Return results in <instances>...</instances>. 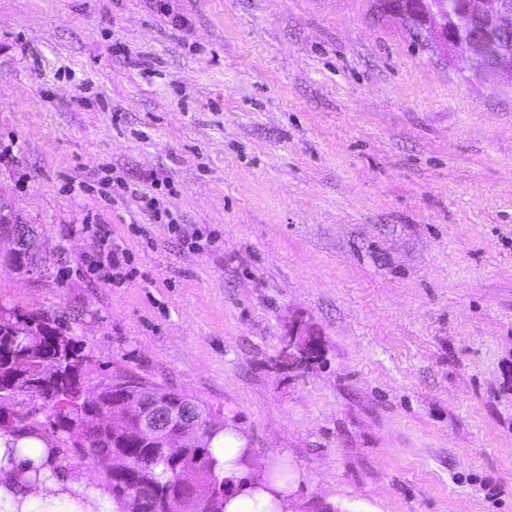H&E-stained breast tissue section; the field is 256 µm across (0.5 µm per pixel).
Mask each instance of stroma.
Masks as SVG:
<instances>
[{"label": "stroma", "instance_id": "stroma-1", "mask_svg": "<svg viewBox=\"0 0 512 512\" xmlns=\"http://www.w3.org/2000/svg\"><path fill=\"white\" fill-rule=\"evenodd\" d=\"M168 3L0 0V204L42 244L0 302L223 413L294 512H512V89L375 0ZM96 236L100 239L101 245L97 250H93L91 253L86 255V262L88 265L96 270L108 269L112 270V277L108 275V278H112V284H122L128 273L124 272L125 266L127 265L129 258L125 249L119 245L108 244V238L110 236L109 230L105 227V224H97ZM103 233L101 235L100 233ZM320 348L321 341L318 335L306 325L296 322L288 328V337L284 341L280 361L288 365V362L301 360Z\"/></svg>", "mask_w": 512, "mask_h": 512}]
</instances>
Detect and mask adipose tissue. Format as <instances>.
Listing matches in <instances>:
<instances>
[{"instance_id": "adipose-tissue-1", "label": "adipose tissue", "mask_w": 512, "mask_h": 512, "mask_svg": "<svg viewBox=\"0 0 512 512\" xmlns=\"http://www.w3.org/2000/svg\"><path fill=\"white\" fill-rule=\"evenodd\" d=\"M244 440L234 428L214 436L211 450L224 468L230 493L224 512H293L290 500L246 483L238 459ZM106 487L91 485L78 470L61 468L41 431L0 433V512H114Z\"/></svg>"}]
</instances>
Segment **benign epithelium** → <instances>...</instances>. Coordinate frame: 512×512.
I'll return each mask as SVG.
<instances>
[{
  "instance_id": "benign-epithelium-1",
  "label": "benign epithelium",
  "mask_w": 512,
  "mask_h": 512,
  "mask_svg": "<svg viewBox=\"0 0 512 512\" xmlns=\"http://www.w3.org/2000/svg\"><path fill=\"white\" fill-rule=\"evenodd\" d=\"M466 5L454 8L451 0H414L409 6L396 0L388 8L390 14L412 13V19L422 24L423 31L431 36L451 60L464 63L474 72L491 71L506 85L512 87V43L506 33L512 29V5L508 0H465ZM0 240L10 244L9 253L28 254L36 250L27 224L0 207ZM321 348L316 333L301 323L288 328V337L280 353L283 363L301 360ZM74 399L93 413L102 407V391L117 390L125 386L120 374L90 392L87 381L80 372L71 369L63 381ZM142 396H130L123 401V410L106 418L99 416L103 429L121 432L131 422L137 423V435L155 444L169 448L176 443L195 441L202 433L199 417L169 403L170 389L145 386ZM126 465L120 452L103 451L96 455L95 467L102 474L112 475ZM210 493L202 490L197 471L187 469L177 478L173 500L178 503L193 502L198 509H205L211 502Z\"/></svg>"
}]
</instances>
